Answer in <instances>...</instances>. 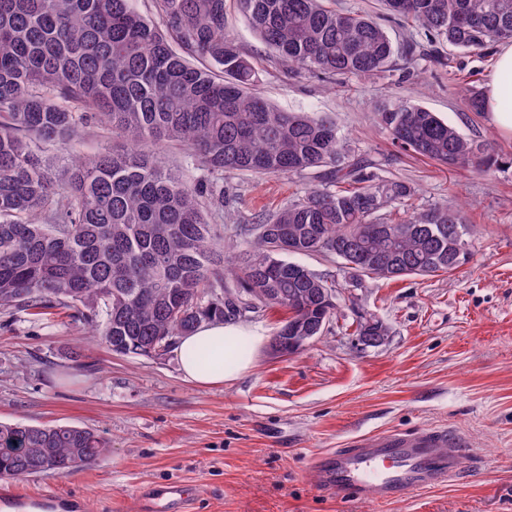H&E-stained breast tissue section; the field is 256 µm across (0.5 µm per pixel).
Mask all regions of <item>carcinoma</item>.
<instances>
[{"mask_svg":"<svg viewBox=\"0 0 512 512\" xmlns=\"http://www.w3.org/2000/svg\"><path fill=\"white\" fill-rule=\"evenodd\" d=\"M427 38L465 51L512 40V0H378ZM0 0V311L62 308L122 355L150 357L163 341L241 306L280 307L279 336L297 340L338 309L335 284L292 260L329 252L351 286L362 278L448 273L468 257L463 212L417 209L414 188L368 171L326 113L283 111L257 90L258 72L227 31L236 8L265 56L294 72L372 75L400 51L367 14L333 0ZM395 145L450 168L492 158L457 128L412 103L387 104ZM101 124L126 148L76 153L78 132ZM178 145L198 171L164 165ZM68 155L53 173L48 147ZM311 174L318 185L272 214L236 226L224 245V178ZM402 207V217L392 209ZM356 335L389 336L360 313ZM74 425L0 422V477L39 475L50 458L68 475L109 452Z\"/></svg>","mask_w":512,"mask_h":512,"instance_id":"carcinoma-1","label":"carcinoma"}]
</instances>
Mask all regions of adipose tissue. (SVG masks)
Here are the masks:
<instances>
[{
	"label": "adipose tissue",
	"mask_w": 512,
	"mask_h": 512,
	"mask_svg": "<svg viewBox=\"0 0 512 512\" xmlns=\"http://www.w3.org/2000/svg\"><path fill=\"white\" fill-rule=\"evenodd\" d=\"M484 108L501 133L512 135V43L505 42L497 48L496 61L486 85ZM263 340L259 330L232 321L204 323L177 344L176 352L182 357L181 372L187 381L199 386L224 383L249 366L248 359L237 356V343L255 347ZM193 347L205 351V362L184 360V352Z\"/></svg>",
	"instance_id": "ef3b65f1"
}]
</instances>
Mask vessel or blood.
<instances>
[{
  "mask_svg": "<svg viewBox=\"0 0 512 512\" xmlns=\"http://www.w3.org/2000/svg\"><path fill=\"white\" fill-rule=\"evenodd\" d=\"M463 446V438L444 426L412 434L389 433L356 440L322 456L316 469L323 489L386 502L448 482L459 471ZM191 496L185 485H161L142 495L137 512H188ZM58 506L50 496L0 498L5 512H56Z\"/></svg>",
  "mask_w": 512,
  "mask_h": 512,
  "instance_id": "vessel-or-blood-1",
  "label": "vessel or blood"
}]
</instances>
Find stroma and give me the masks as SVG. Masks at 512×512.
I'll list each match as a JSON object with an SVG mask.
<instances>
[{"mask_svg": "<svg viewBox=\"0 0 512 512\" xmlns=\"http://www.w3.org/2000/svg\"><path fill=\"white\" fill-rule=\"evenodd\" d=\"M227 28L260 69L259 91L274 106L325 112L373 171L415 189V207L448 202L470 226L467 263L449 273L367 278L350 287L333 256L302 264L335 281L339 310L298 353L270 344L286 311L247 310L238 323L266 342L251 367L223 384L186 382L175 350L145 358L110 351L83 322L55 310L36 318L0 314V421L76 424L110 443L108 455L70 475L0 478V490L57 495V512H115L149 486L196 491L191 512H512V136L469 92H484L494 50L448 46L439 59L396 56L370 77L319 79L261 57L247 19L229 9ZM421 105L483 144L496 163L480 172L449 169L393 146L381 105ZM316 181L296 175L226 179L224 235L275 211ZM382 321L377 347L355 334L356 313ZM445 425L466 446L456 479L380 503L321 491L316 457L354 438Z\"/></svg>", "mask_w": 512, "mask_h": 512, "instance_id": "35a3bbf8", "label": "stroma"}]
</instances>
